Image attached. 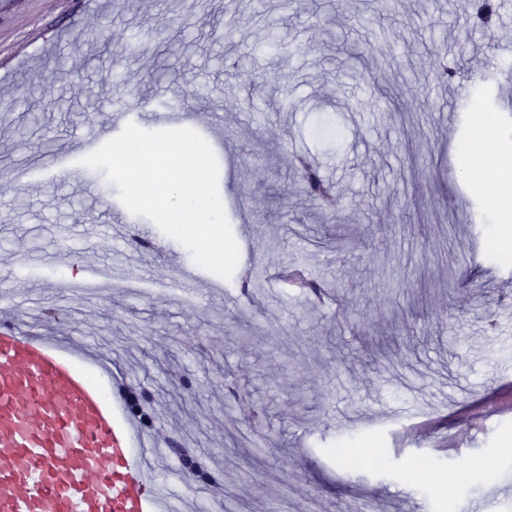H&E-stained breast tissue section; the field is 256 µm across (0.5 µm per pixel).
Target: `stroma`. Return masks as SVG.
<instances>
[{
  "instance_id": "1",
  "label": "stroma",
  "mask_w": 512,
  "mask_h": 512,
  "mask_svg": "<svg viewBox=\"0 0 512 512\" xmlns=\"http://www.w3.org/2000/svg\"><path fill=\"white\" fill-rule=\"evenodd\" d=\"M103 2L0 0V59L24 61L0 75V282L24 329L111 359L167 447L160 477L178 480L184 454L203 469L195 506L512 512V250L497 244L492 183L467 179L462 153L487 120L489 147L512 155L497 101L512 13L485 31L474 0H242L231 18L224 0ZM138 101L192 113L188 129L223 143L239 249L223 290L203 288L204 269L183 287L191 253L105 178L51 171ZM29 107L39 126L24 125ZM298 155L334 184L335 212L307 196ZM22 249L34 258L19 270ZM298 262L335 302L281 281ZM103 266L122 272L109 294L70 291Z\"/></svg>"
}]
</instances>
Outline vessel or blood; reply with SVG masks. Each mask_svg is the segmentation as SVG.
I'll list each match as a JSON object with an SVG mask.
<instances>
[{
  "mask_svg": "<svg viewBox=\"0 0 512 512\" xmlns=\"http://www.w3.org/2000/svg\"><path fill=\"white\" fill-rule=\"evenodd\" d=\"M158 453L105 360L0 323V512H184Z\"/></svg>",
  "mask_w": 512,
  "mask_h": 512,
  "instance_id": "1",
  "label": "vessel or blood"
}]
</instances>
